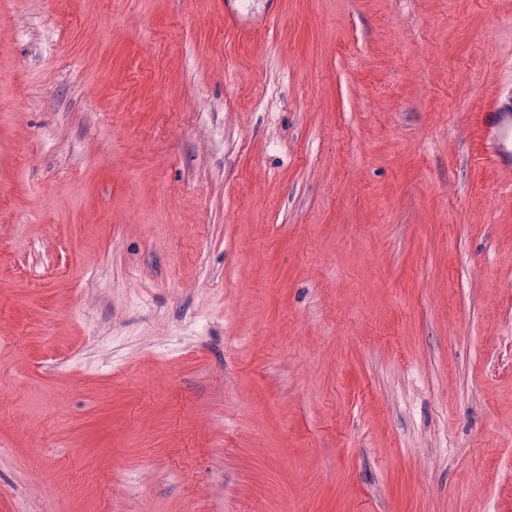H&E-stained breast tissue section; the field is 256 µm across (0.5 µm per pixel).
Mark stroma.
I'll return each instance as SVG.
<instances>
[{
	"label": "stroma",
	"mask_w": 512,
	"mask_h": 512,
	"mask_svg": "<svg viewBox=\"0 0 512 512\" xmlns=\"http://www.w3.org/2000/svg\"><path fill=\"white\" fill-rule=\"evenodd\" d=\"M511 80L512 0H0V512H512ZM512 89L504 101L499 100L491 112L486 114L484 123L491 130L488 140L493 147L489 157L497 164L504 165L512 160Z\"/></svg>",
	"instance_id": "1"
}]
</instances>
